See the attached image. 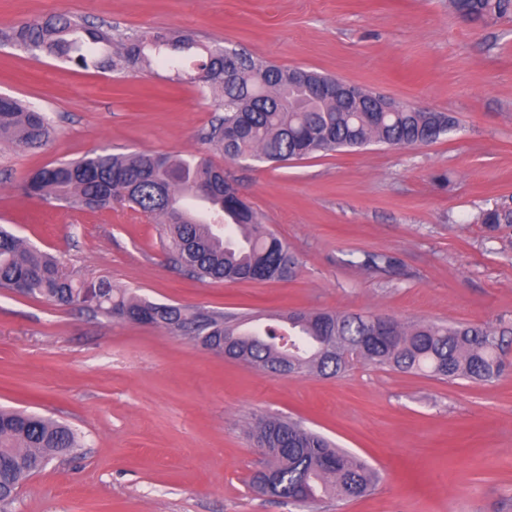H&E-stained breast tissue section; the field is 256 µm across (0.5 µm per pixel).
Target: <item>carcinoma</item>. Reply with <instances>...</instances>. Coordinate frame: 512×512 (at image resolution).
Segmentation results:
<instances>
[{
  "label": "carcinoma",
  "instance_id": "carcinoma-1",
  "mask_svg": "<svg viewBox=\"0 0 512 512\" xmlns=\"http://www.w3.org/2000/svg\"><path fill=\"white\" fill-rule=\"evenodd\" d=\"M458 13L482 20L512 17V0H451ZM0 39L20 50L40 53L63 63L87 67L90 61L116 70L107 47L112 30L65 13L23 21ZM191 39L142 33L125 38L122 59L145 61L173 50L188 55ZM238 68L232 81L224 68ZM193 83L220 92L204 140L230 161L254 159L280 163L317 153L354 150L380 143L407 148L434 143L453 130L447 112H423L398 105L395 112H371L375 94L365 90L360 104L317 96L299 81L297 69L283 68L246 52L231 60L224 50L206 49V58L189 75ZM53 126L46 113L13 97L0 99V138L20 148L49 139ZM23 189L29 196L69 207L127 205L150 216L164 217L167 241L175 261L192 276L215 282L288 280L299 261L288 245L265 224L239 194L224 168L207 157H172L150 152L113 154L101 150L33 170ZM215 212L235 228L226 239L199 212ZM490 228L512 224V206L500 204L479 214ZM0 288L59 306L80 305L115 319L147 322L176 335L194 336L224 349L230 361L284 375L308 372L330 376L348 371L347 355L357 350L365 365L424 374L440 380L492 382L512 372L505 358V337L512 324L494 326L389 319L390 336H372L377 315L339 311H292L256 332L246 319L203 308L156 303L115 288L108 280L78 279L55 256L24 244L0 226ZM253 436L269 448L267 466L278 482L271 495L311 507L331 497L360 499L375 488L376 475L360 456L338 448L324 436L293 421L259 420ZM80 447L70 427L24 411L0 408V512H8L20 476L41 471L54 459Z\"/></svg>",
  "mask_w": 512,
  "mask_h": 512
}]
</instances>
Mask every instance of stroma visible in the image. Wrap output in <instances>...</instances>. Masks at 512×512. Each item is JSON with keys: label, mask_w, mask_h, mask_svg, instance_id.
<instances>
[{"label": "stroma", "mask_w": 512, "mask_h": 512, "mask_svg": "<svg viewBox=\"0 0 512 512\" xmlns=\"http://www.w3.org/2000/svg\"><path fill=\"white\" fill-rule=\"evenodd\" d=\"M66 13L246 51L456 116L436 143L373 144L273 166L226 161L203 135L213 95L162 64L83 69L0 43V94L43 110L44 146L0 139V225L76 277L157 303L273 318L374 313L400 322L512 323V20L464 21L448 0H0V30ZM108 149L202 154L222 166L301 268L214 283L174 264L163 226L115 204L25 194L34 169ZM391 267L366 270L364 254ZM66 422L81 446L18 490L10 512H307L254 493L260 418L291 420L364 458L373 493L316 512H512V375L438 380L359 364L277 376L150 324L0 289V407ZM478 220L480 224H485L489 228H496L500 224H512V206L500 204L483 210L479 214Z\"/></svg>", "instance_id": "stroma-1"}]
</instances>
